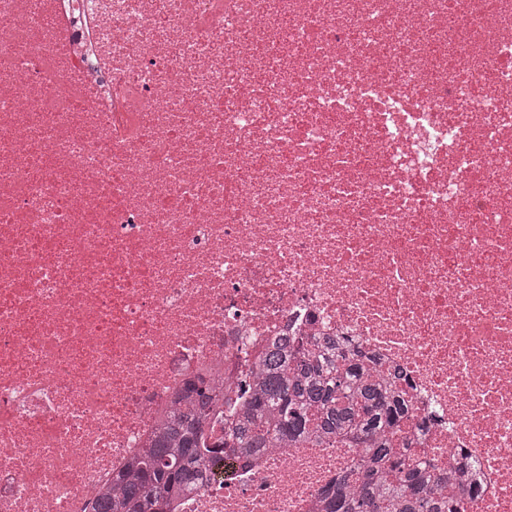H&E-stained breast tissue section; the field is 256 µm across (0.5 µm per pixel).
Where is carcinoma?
Listing matches in <instances>:
<instances>
[{"instance_id":"cac0c4a2","label":"carcinoma","mask_w":512,"mask_h":512,"mask_svg":"<svg viewBox=\"0 0 512 512\" xmlns=\"http://www.w3.org/2000/svg\"><path fill=\"white\" fill-rule=\"evenodd\" d=\"M404 383L403 368L383 377L339 336L310 348L284 336L231 392L188 384L180 406L116 478L119 491L97 499L96 512H162L166 496L202 483L225 455L343 440L361 450L360 462L324 490L326 512H459L463 492L438 493V474L395 441L414 420ZM221 401L240 409L224 421L218 447L206 425Z\"/></svg>"}]
</instances>
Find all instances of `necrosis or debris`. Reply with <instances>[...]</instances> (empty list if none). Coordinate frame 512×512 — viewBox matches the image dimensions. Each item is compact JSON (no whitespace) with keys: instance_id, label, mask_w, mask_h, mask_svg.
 <instances>
[{"instance_id":"1","label":"necrosis or debris","mask_w":512,"mask_h":512,"mask_svg":"<svg viewBox=\"0 0 512 512\" xmlns=\"http://www.w3.org/2000/svg\"><path fill=\"white\" fill-rule=\"evenodd\" d=\"M403 367L512 512V0H0V512H90L282 331ZM348 443L168 512H316Z\"/></svg>"}]
</instances>
